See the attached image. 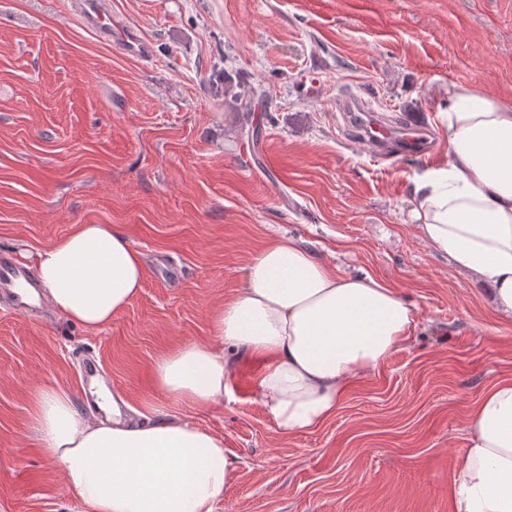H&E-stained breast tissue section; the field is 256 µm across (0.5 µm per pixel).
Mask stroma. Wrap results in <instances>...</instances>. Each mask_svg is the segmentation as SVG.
Segmentation results:
<instances>
[{
	"label": "stroma",
	"instance_id": "35a3bbf8",
	"mask_svg": "<svg viewBox=\"0 0 512 512\" xmlns=\"http://www.w3.org/2000/svg\"><path fill=\"white\" fill-rule=\"evenodd\" d=\"M128 55L75 0H0V248L35 256L76 224L117 228L142 256L140 294L95 331L0 298V512H87L31 428L34 394L101 357L139 411L224 441L234 470L213 512H450L448 482L481 396L512 378V318L486 284L417 236L414 176L447 149L448 87L512 100V0H108ZM257 94V142L224 82ZM432 132L430 153L377 159L338 110ZM290 237L414 305L409 343L356 379L318 428L285 433L235 366L205 412L168 401L160 354L209 343L210 316L267 240Z\"/></svg>",
	"mask_w": 512,
	"mask_h": 512
}]
</instances>
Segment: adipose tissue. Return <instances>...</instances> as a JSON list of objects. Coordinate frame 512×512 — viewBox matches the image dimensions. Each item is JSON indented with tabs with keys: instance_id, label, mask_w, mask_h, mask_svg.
<instances>
[{
	"instance_id": "ef3b65f1",
	"label": "adipose tissue",
	"mask_w": 512,
	"mask_h": 512,
	"mask_svg": "<svg viewBox=\"0 0 512 512\" xmlns=\"http://www.w3.org/2000/svg\"><path fill=\"white\" fill-rule=\"evenodd\" d=\"M447 133L442 166L413 179L418 236L491 287L512 318V101L469 85L448 89L437 113ZM54 310L89 330L109 323L139 294L146 275L125 235L79 224L37 254ZM414 306L370 275H343L293 240L259 248L243 288L210 318L212 343H185L153 362L157 388L204 408L234 375L226 349L262 359L257 392L284 432L331 418L350 385L403 348ZM104 418L90 420L70 395L44 388L32 428L90 512H212L234 469L222 439L180 419H139L120 392L98 388ZM451 475V512H512V380L490 388L464 429Z\"/></svg>"
}]
</instances>
